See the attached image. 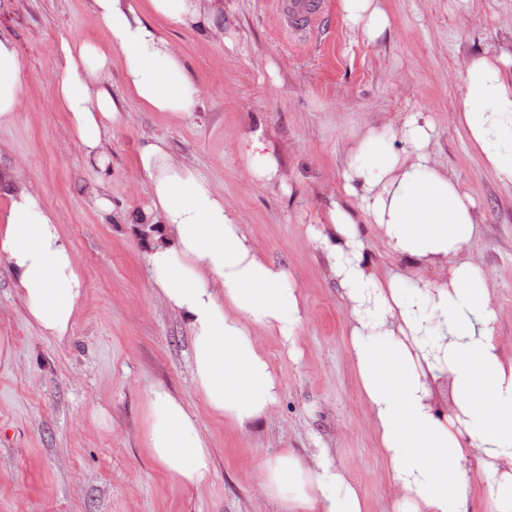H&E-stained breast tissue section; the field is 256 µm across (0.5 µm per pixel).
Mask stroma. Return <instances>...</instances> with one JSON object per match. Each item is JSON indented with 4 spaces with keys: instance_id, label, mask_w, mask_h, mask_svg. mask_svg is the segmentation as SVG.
I'll return each mask as SVG.
<instances>
[{
    "instance_id": "stroma-1",
    "label": "stroma",
    "mask_w": 512,
    "mask_h": 512,
    "mask_svg": "<svg viewBox=\"0 0 512 512\" xmlns=\"http://www.w3.org/2000/svg\"><path fill=\"white\" fill-rule=\"evenodd\" d=\"M381 2L390 26L378 40L350 30L340 0H328L319 32L302 47L270 0H224L205 35L158 20L201 83L202 101L176 117L126 99V121L112 130L103 166L85 157L72 132L55 62L64 38L107 45L105 25L87 0H10L0 8V33L23 66L18 116L0 127V172L13 171L53 212L85 282L72 334L58 342L27 322L0 266V337L11 346L0 358V512H273L261 461L279 448L319 445L331 448L369 512H391L394 491L359 396L347 312L307 229L341 184L350 138L419 109L435 122L434 159L478 204L471 253L512 353V188L485 167L458 121L465 61L512 53V0ZM252 118L267 125L288 190L252 187L237 149ZM152 135L210 180L304 297L299 356L274 337L260 340L282 396L258 435L233 433L207 414L191 380L188 329L149 285L136 232L149 195L136 158L142 137ZM151 386L178 394L199 417L213 457L199 488H179L145 453L143 392Z\"/></svg>"
}]
</instances>
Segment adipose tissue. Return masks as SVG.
<instances>
[{"mask_svg":"<svg viewBox=\"0 0 512 512\" xmlns=\"http://www.w3.org/2000/svg\"><path fill=\"white\" fill-rule=\"evenodd\" d=\"M109 45L62 39L58 99L86 157L102 160L123 100L150 112L196 111L202 86L155 18L212 31L222 0H89ZM346 23L369 39L389 26L380 0H341ZM123 58L125 96L103 85L113 53ZM512 55L466 61L459 120L471 146L512 186ZM22 63L0 34V127L21 106ZM434 122L408 113L396 126L368 129L344 157L309 241L349 314V351L376 451L396 490L392 512H512V354L499 335L481 265L469 253L480 222L474 198L431 156ZM237 148L253 185L285 184L266 126L246 124ZM138 165L150 206L138 231L149 245L151 287L189 330L190 369L206 411L241 434L259 432L281 397V381L260 346L275 337L297 355L303 296L286 269L262 255L237 210L195 167L174 159L164 137L145 138ZM360 210L352 215L345 199ZM374 225L404 271L372 259L361 223ZM0 264L26 319L40 336H70L84 279L52 212L15 181L0 213ZM435 278H428V271ZM142 446L183 489L207 481L209 443L199 417L163 387L143 398ZM261 489L275 512H368L359 487L329 449L280 448L260 464Z\"/></svg>","mask_w":512,"mask_h":512,"instance_id":"obj_1","label":"adipose tissue"}]
</instances>
